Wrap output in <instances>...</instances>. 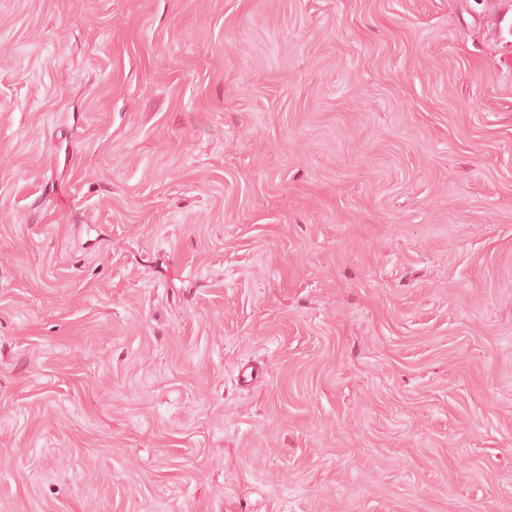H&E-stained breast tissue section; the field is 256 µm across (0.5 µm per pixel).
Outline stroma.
Returning a JSON list of instances; mask_svg holds the SVG:
<instances>
[{"mask_svg": "<svg viewBox=\"0 0 512 512\" xmlns=\"http://www.w3.org/2000/svg\"><path fill=\"white\" fill-rule=\"evenodd\" d=\"M0 512H512V0H0Z\"/></svg>", "mask_w": 512, "mask_h": 512, "instance_id": "1", "label": "stroma"}]
</instances>
